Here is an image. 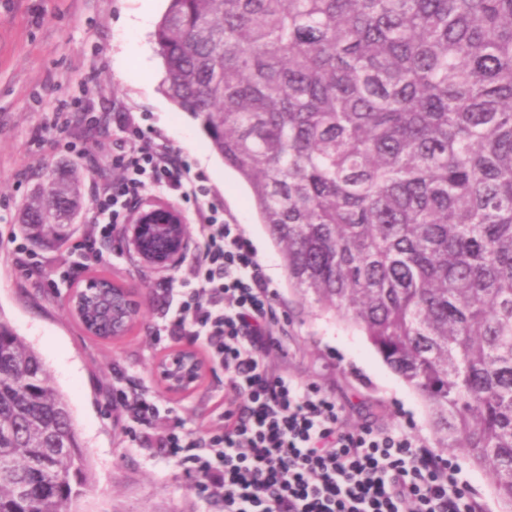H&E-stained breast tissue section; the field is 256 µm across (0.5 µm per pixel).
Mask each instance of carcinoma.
<instances>
[{
  "label": "carcinoma",
  "instance_id": "1",
  "mask_svg": "<svg viewBox=\"0 0 512 512\" xmlns=\"http://www.w3.org/2000/svg\"><path fill=\"white\" fill-rule=\"evenodd\" d=\"M154 40L289 285L366 336L512 512V0H169ZM82 206L72 164L20 231L58 245ZM91 478L0 317V512H68Z\"/></svg>",
  "mask_w": 512,
  "mask_h": 512
}]
</instances>
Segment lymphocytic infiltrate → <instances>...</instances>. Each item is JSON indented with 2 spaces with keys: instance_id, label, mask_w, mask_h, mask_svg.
Returning <instances> with one entry per match:
<instances>
[{
  "instance_id": "obj_1",
  "label": "lymphocytic infiltrate",
  "mask_w": 512,
  "mask_h": 512,
  "mask_svg": "<svg viewBox=\"0 0 512 512\" xmlns=\"http://www.w3.org/2000/svg\"><path fill=\"white\" fill-rule=\"evenodd\" d=\"M121 124L120 174L91 197L95 235L111 238L155 186L194 205L198 247L165 290L156 334L199 345L224 372V399L202 431L183 422L156 430L169 407L145 389L119 392L140 443L176 460L188 486L224 512H477L451 461L401 429L345 427L334 396L273 368L274 291L251 240L166 140Z\"/></svg>"
}]
</instances>
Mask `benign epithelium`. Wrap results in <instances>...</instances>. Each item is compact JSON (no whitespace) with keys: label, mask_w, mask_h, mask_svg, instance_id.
I'll use <instances>...</instances> for the list:
<instances>
[{"label":"benign epithelium","mask_w":512,"mask_h":512,"mask_svg":"<svg viewBox=\"0 0 512 512\" xmlns=\"http://www.w3.org/2000/svg\"><path fill=\"white\" fill-rule=\"evenodd\" d=\"M187 227L178 218L171 224H147L136 220L129 225L127 243L152 268H165L185 248ZM98 281L90 278L81 287H75L67 301L74 315L91 299L101 301L104 292L98 290ZM112 315L125 320L139 318L138 302L133 293L112 295ZM155 369L166 389L176 395L192 390L202 377L204 367L192 348L175 352L159 361Z\"/></svg>","instance_id":"obj_1"}]
</instances>
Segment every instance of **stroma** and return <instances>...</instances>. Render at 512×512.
I'll return each instance as SVG.
<instances>
[{
  "mask_svg": "<svg viewBox=\"0 0 512 512\" xmlns=\"http://www.w3.org/2000/svg\"><path fill=\"white\" fill-rule=\"evenodd\" d=\"M141 6L142 0H0V314L39 354L52 384L65 395L91 463L93 480L70 512L223 510L221 503L196 496L175 460L128 436L123 414L108 396L112 386L133 376L171 409L157 429L182 420L208 426L224 393L223 372L207 369L194 389L181 396L167 392L155 373L163 355L178 348L173 340L153 335L162 317L163 290L169 280L181 277L192 249L163 271L144 264L122 236L98 242L97 254H84L81 245L93 234L87 207L68 225L59 246L27 243L39 272L16 260L13 236L19 231L22 202L69 157L48 126L75 102L97 118L93 125L71 122L65 135L97 159L86 168L85 190L118 175L112 167V146L122 135L116 113H126L146 134L161 133L202 174L204 186L242 225L265 265L282 329L273 366L335 395L347 426L369 421L380 428L399 427L435 448L423 401L366 337L289 287L249 188L212 151L198 122L161 92L164 68L152 30L124 27V18ZM132 40L142 47V58L126 57ZM101 275L130 288L141 306L135 326L111 342L89 335L67 302L72 288ZM451 457L460 479L474 492L479 512H504L482 472L462 452Z\"/></svg>",
  "mask_w": 512,
  "mask_h": 512,
  "instance_id": "35a3bbf8",
  "label": "stroma"
}]
</instances>
